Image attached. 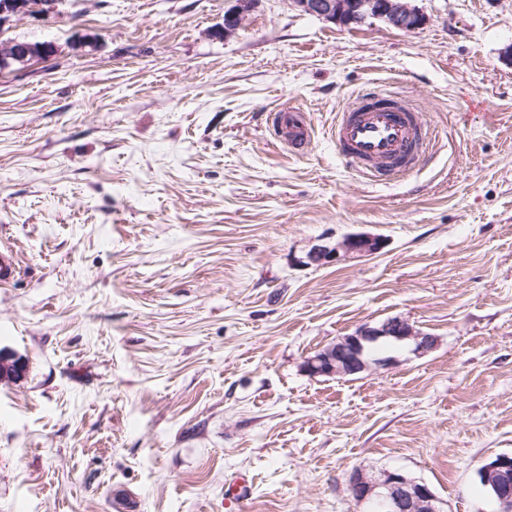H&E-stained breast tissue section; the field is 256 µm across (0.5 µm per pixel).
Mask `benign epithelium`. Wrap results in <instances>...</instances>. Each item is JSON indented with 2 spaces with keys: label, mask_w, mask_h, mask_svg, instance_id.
Here are the masks:
<instances>
[{
  "label": "benign epithelium",
  "mask_w": 512,
  "mask_h": 512,
  "mask_svg": "<svg viewBox=\"0 0 512 512\" xmlns=\"http://www.w3.org/2000/svg\"><path fill=\"white\" fill-rule=\"evenodd\" d=\"M255 0H235V5L224 14V34L233 33L242 23L244 13ZM61 0H23L15 7L9 3L0 6V27L13 18L49 14L56 11ZM301 12L327 21L349 25L369 17L381 19L401 29L419 28L424 15L411 0H386L382 8L375 0H289ZM386 241L377 235L354 233L344 237L336 246H315L308 254L314 263H328L346 258L369 257L379 253ZM405 345L416 356H424L436 349L438 338L414 328L400 318H390L377 326L365 325L354 333L342 336L335 343L316 351L304 360V368L313 375H356L375 366L387 368L395 358L386 354L374 359L364 357L366 346L380 342ZM27 369L21 357L0 354V381L22 377ZM483 472L498 477L493 484L499 512H512V457L500 454L483 464ZM349 498L364 512H443L440 499L425 482H418L400 470L384 469L378 472L357 470L348 480Z\"/></svg>",
  "instance_id": "1"
}]
</instances>
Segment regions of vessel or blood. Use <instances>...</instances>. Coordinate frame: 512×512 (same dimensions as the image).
<instances>
[{
  "mask_svg": "<svg viewBox=\"0 0 512 512\" xmlns=\"http://www.w3.org/2000/svg\"><path fill=\"white\" fill-rule=\"evenodd\" d=\"M272 123L275 135L291 148L306 147L311 141V123L298 109L275 112ZM328 137L360 174L375 180L412 172L431 145L434 131L420 122L412 100L364 93L337 116Z\"/></svg>",
  "mask_w": 512,
  "mask_h": 512,
  "instance_id": "vessel-or-blood-1",
  "label": "vessel or blood"
}]
</instances>
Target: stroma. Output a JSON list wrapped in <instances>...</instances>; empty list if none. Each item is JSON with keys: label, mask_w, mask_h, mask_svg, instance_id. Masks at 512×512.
<instances>
[{"label": "stroma", "mask_w": 512, "mask_h": 512, "mask_svg": "<svg viewBox=\"0 0 512 512\" xmlns=\"http://www.w3.org/2000/svg\"><path fill=\"white\" fill-rule=\"evenodd\" d=\"M418 29L258 0H65L0 27L51 43L0 70V512H359L398 469L446 512H499L512 455V0H413ZM436 134L376 184L327 128L357 94ZM303 108L290 151L271 115ZM378 254L309 262L351 233ZM398 317L422 357L314 376L315 350ZM245 474L249 499L227 482ZM483 472L490 477L498 476L493 484L495 500L499 505V512L512 510V458L500 454L483 464Z\"/></svg>", "instance_id": "1"}]
</instances>
